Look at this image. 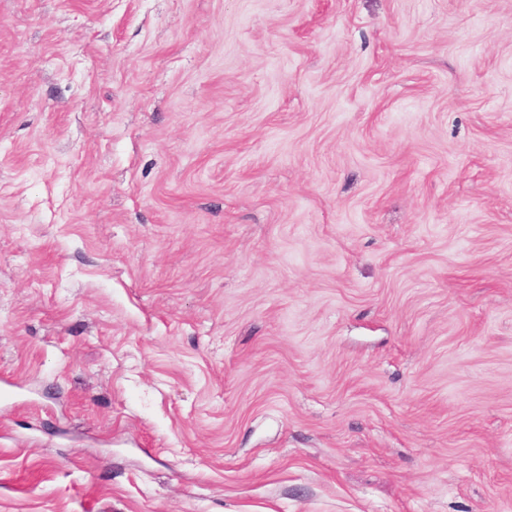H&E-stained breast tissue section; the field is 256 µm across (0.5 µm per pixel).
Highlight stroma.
I'll return each instance as SVG.
<instances>
[{
    "mask_svg": "<svg viewBox=\"0 0 512 512\" xmlns=\"http://www.w3.org/2000/svg\"><path fill=\"white\" fill-rule=\"evenodd\" d=\"M0 512H512V0H0Z\"/></svg>",
    "mask_w": 512,
    "mask_h": 512,
    "instance_id": "35a3bbf8",
    "label": "stroma"
}]
</instances>
